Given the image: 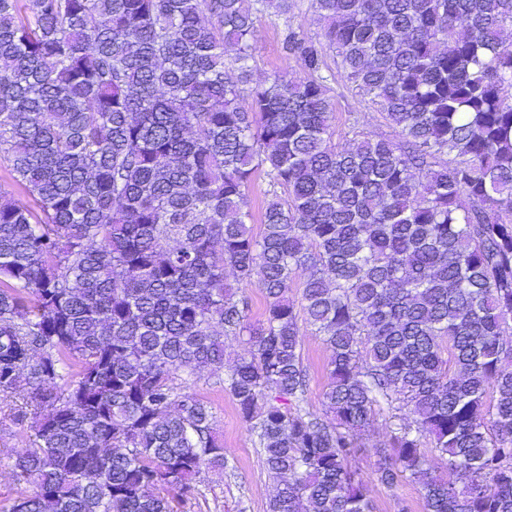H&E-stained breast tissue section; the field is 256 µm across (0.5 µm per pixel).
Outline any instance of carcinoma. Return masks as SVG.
<instances>
[{"label": "carcinoma", "instance_id": "cac0c4a2", "mask_svg": "<svg viewBox=\"0 0 512 512\" xmlns=\"http://www.w3.org/2000/svg\"><path fill=\"white\" fill-rule=\"evenodd\" d=\"M253 2L0 0V160L29 198L0 194V397L28 438L3 512H181L234 469L189 391L205 371L270 512H374L402 480L427 512H512V0H310L335 66L290 28L306 77L244 106L256 15L288 11ZM338 74L395 137L355 117L336 147ZM305 327L331 351L321 416ZM398 397L412 419L366 478L358 436ZM268 190L269 186L267 184L266 179L262 174L258 175L249 192L250 207L252 214L254 216L253 220L251 221V224L253 226V231L256 235H259L261 232L262 227L260 217L264 209L265 203L269 198V195L267 193Z\"/></svg>", "mask_w": 512, "mask_h": 512}]
</instances>
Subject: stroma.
Listing matches in <instances>:
<instances>
[{"instance_id": "1", "label": "stroma", "mask_w": 512, "mask_h": 512, "mask_svg": "<svg viewBox=\"0 0 512 512\" xmlns=\"http://www.w3.org/2000/svg\"><path fill=\"white\" fill-rule=\"evenodd\" d=\"M295 28L312 39H320L323 26L310 7L309 0H290L288 13L264 12L259 14L253 38L254 52L250 62L253 83L262 82L275 71L288 72L289 76L302 78L304 72L295 59L283 51L282 40L286 28ZM336 106L334 122L336 145H348L353 137L349 116L359 118V128L373 137L393 136V129L386 123L377 106L362 96L344 78H337L332 85ZM303 362L309 373V387L303 406L310 412L323 411V392L327 378L325 365L330 351L321 337L306 334L303 338ZM194 392L208 402L216 417V432L224 443L229 459L234 463L233 473L212 472L201 484L197 500L188 502L184 512H269V501L275 483L269 477L260 449L247 424L240 418L232 399L224 392L218 375L202 373L193 386ZM405 410L382 408L372 426L362 433L363 447L354 460L356 467L371 473L375 446L387 440L392 428L398 425ZM27 445L26 436L14 420V412L0 401V501L11 497L14 485L10 476L11 457ZM375 512H396L395 502H407L410 512H426L421 487L418 483L403 481L394 487L374 486L372 492Z\"/></svg>"}]
</instances>
